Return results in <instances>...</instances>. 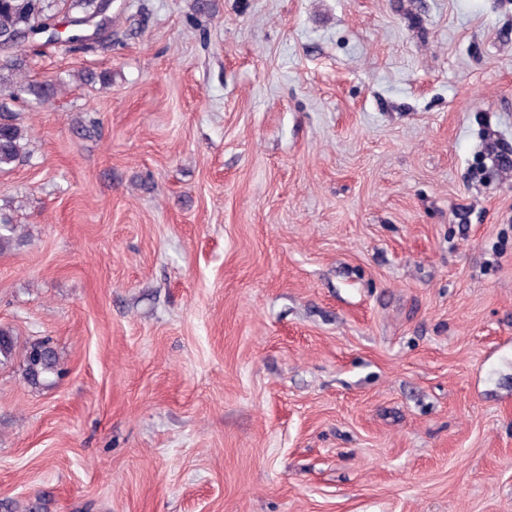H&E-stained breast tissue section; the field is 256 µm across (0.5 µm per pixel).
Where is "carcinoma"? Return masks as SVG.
<instances>
[{
    "mask_svg": "<svg viewBox=\"0 0 512 512\" xmlns=\"http://www.w3.org/2000/svg\"><path fill=\"white\" fill-rule=\"evenodd\" d=\"M99 0H0V34H16L22 39L47 36L50 42L58 36L56 24L67 22L64 32L68 42L77 44L84 35L79 23L100 13ZM26 60L15 56L5 65L8 74H0V171H6L31 157L28 129L13 111L15 103L38 107L54 97L69 81L58 76L53 81L28 79ZM11 211L0 208V254L24 244ZM13 330L0 327V365L9 362L16 350ZM60 373V355L48 339L26 347L22 377L27 385L40 389L53 383Z\"/></svg>",
    "mask_w": 512,
    "mask_h": 512,
    "instance_id": "carcinoma-1",
    "label": "carcinoma"
}]
</instances>
